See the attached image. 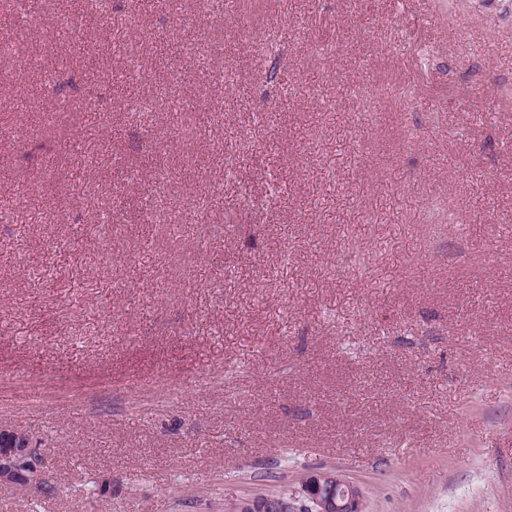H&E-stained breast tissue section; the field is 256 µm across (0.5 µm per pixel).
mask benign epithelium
I'll use <instances>...</instances> for the list:
<instances>
[{
  "mask_svg": "<svg viewBox=\"0 0 512 512\" xmlns=\"http://www.w3.org/2000/svg\"><path fill=\"white\" fill-rule=\"evenodd\" d=\"M47 482L45 465L32 440L0 429V483L19 488ZM232 512H365L361 490L334 470L311 472L284 492L238 499Z\"/></svg>",
  "mask_w": 512,
  "mask_h": 512,
  "instance_id": "1",
  "label": "benign epithelium"
}]
</instances>
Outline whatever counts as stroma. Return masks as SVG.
Segmentation results:
<instances>
[{"label": "stroma", "instance_id": "obj_1", "mask_svg": "<svg viewBox=\"0 0 512 512\" xmlns=\"http://www.w3.org/2000/svg\"><path fill=\"white\" fill-rule=\"evenodd\" d=\"M106 2L108 45L86 0L70 42L0 0L69 81L0 78V205L18 171L70 199L0 223V428L48 464L0 512L319 469L366 512H512V0Z\"/></svg>", "mask_w": 512, "mask_h": 512}]
</instances>
